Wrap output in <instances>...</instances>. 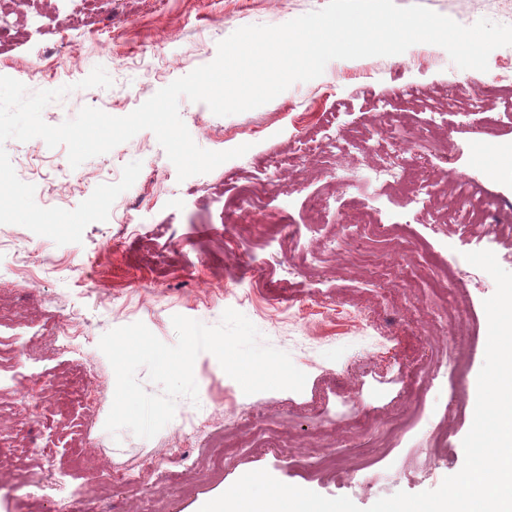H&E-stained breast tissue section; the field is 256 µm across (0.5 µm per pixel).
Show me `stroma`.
Returning <instances> with one entry per match:
<instances>
[{"instance_id": "obj_1", "label": "stroma", "mask_w": 512, "mask_h": 512, "mask_svg": "<svg viewBox=\"0 0 512 512\" xmlns=\"http://www.w3.org/2000/svg\"><path fill=\"white\" fill-rule=\"evenodd\" d=\"M469 26L482 18L512 25V0H395ZM327 0H13L14 21L0 42V75L29 92L67 87L42 112L58 125L91 106L133 112L159 89L212 62L218 44L247 25H281ZM110 87L79 88L95 66ZM512 86V46L493 50L487 71L458 68L448 53L416 44L387 57L328 62L270 102L218 116L183 98L180 116L201 148L249 150L211 172L178 180L152 131L70 167L66 146L39 138L4 148L16 174L34 185L44 208L75 209L101 184L142 169L89 224L81 243L0 224V311L16 321L17 380L0 391V429L19 434L22 465L36 471L45 438L56 444L53 470L78 494L38 501L0 465V512H197L243 474L264 469L281 482L358 507L399 491L440 486L464 464L463 439L482 367L488 322L483 302L491 276L469 285L457 319L434 304L416 274V245L429 238L431 266L464 253L512 252V96L448 104L464 79ZM352 152L323 137L333 113ZM393 118L409 132L430 129L439 148L407 156V183L377 182L391 153L380 126ZM286 162L280 182L265 181L270 158ZM476 172L484 196L500 203L480 235L451 224L429 230L439 207L418 192L420 179L452 182ZM358 210L385 224L410 222L402 238L369 237L366 250L345 221ZM36 280L15 276L21 265ZM244 314L265 343L287 352L307 380L302 391L244 394L214 355L194 364L197 400L176 401L175 416L153 438L105 429L116 378L99 348L107 331L141 322L162 342L177 340L174 315L215 326L226 309ZM467 371L451 376L458 352ZM260 447L228 455L216 472L190 474L181 457L206 463L216 435L250 432ZM336 466L318 471L315 458ZM139 472V485L119 476Z\"/></svg>"}]
</instances>
